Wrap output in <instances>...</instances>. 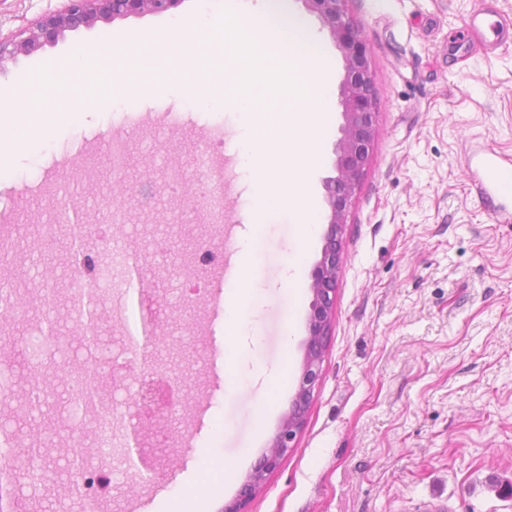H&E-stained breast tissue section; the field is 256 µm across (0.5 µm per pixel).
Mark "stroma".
Wrapping results in <instances>:
<instances>
[{
  "label": "stroma",
  "instance_id": "35a3bbf8",
  "mask_svg": "<svg viewBox=\"0 0 512 512\" xmlns=\"http://www.w3.org/2000/svg\"><path fill=\"white\" fill-rule=\"evenodd\" d=\"M61 4L0 0V34ZM288 6L332 61L330 127L310 184L324 214L344 62L303 0ZM345 8L369 49L377 130L342 232L335 318L314 400L250 512H423L428 501L444 512H512V208L494 211L474 187L480 149L512 160V0H347ZM199 9L200 0H182L165 14L100 22L0 65V95L25 139L0 167V225L18 230L14 251L0 260V313L12 318L0 370L14 383L13 395L0 399V425L37 431L46 475L21 484L26 512H83L71 493L79 478L66 468L71 432L55 428L53 414L66 398L61 373L84 366V324L71 298L90 278L72 269V249L51 238L56 199L117 251L111 278L100 282L103 338L126 332L110 314L131 289L124 263L136 260L160 328L154 357L185 382L183 413L146 420L147 466L128 462L127 432L116 431L102 512H222L278 433L299 383L322 235L301 242L284 210L265 223L250 267L261 289L247 333L258 343L241 351L233 381L224 364V262L192 283L181 277L198 244L224 241L236 252L248 232L253 196L238 114L217 98L179 92L169 70L144 76L125 60L113 63L117 78L131 80L119 99L94 73L60 80L76 47L164 37ZM92 98L107 107L81 110ZM203 152L207 167L234 186L224 196V220L238 227L229 240L196 223L183 199ZM144 180L156 185L147 208L123 190ZM105 196L121 223L103 220ZM28 224L40 225L45 252L30 248ZM300 250L305 260L291 282L288 264ZM45 285L51 306L28 310L26 291ZM48 321L61 343L44 376L55 394L26 411L29 368L43 354L38 334Z\"/></svg>",
  "mask_w": 512,
  "mask_h": 512
}]
</instances>
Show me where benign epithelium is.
<instances>
[{
  "mask_svg": "<svg viewBox=\"0 0 512 512\" xmlns=\"http://www.w3.org/2000/svg\"><path fill=\"white\" fill-rule=\"evenodd\" d=\"M318 15L336 41L344 59V78L339 87L344 122L335 145L336 176L326 181L329 207L322 256L312 273V301L303 370L288 413L279 432L255 463L237 497L224 505V512H248L251 500L263 489L268 476L288 455L291 443L300 433L314 398L324 353L334 317V297L341 264L340 238L349 204L369 162L370 146L377 122V101L367 48L359 31L346 18L344 0H303ZM181 0H64L61 9L46 14L29 27L6 37L0 36V65L21 55H30L48 43L80 28L99 22H112L130 15L163 14ZM86 299L82 317L88 327L98 326L102 302L100 289L89 285L80 289ZM146 391L136 399L137 412H153L182 405L179 396L162 388L159 378L144 384Z\"/></svg>",
  "mask_w": 512,
  "mask_h": 512,
  "instance_id": "benign-epithelium-1",
  "label": "benign epithelium"
}]
</instances>
